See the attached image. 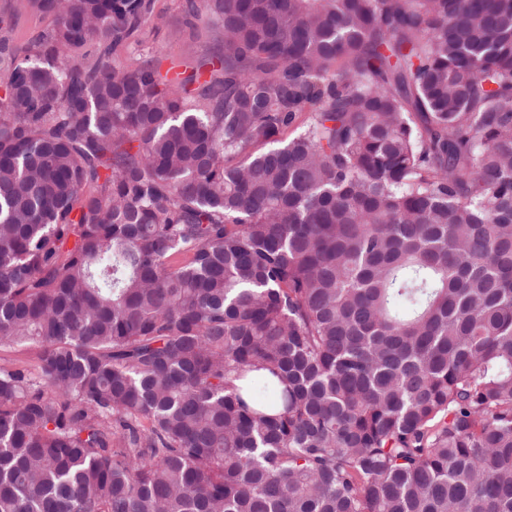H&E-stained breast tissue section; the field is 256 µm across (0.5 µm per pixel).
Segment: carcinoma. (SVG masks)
Here are the masks:
<instances>
[{"label": "carcinoma", "instance_id": "carcinoma-1", "mask_svg": "<svg viewBox=\"0 0 512 512\" xmlns=\"http://www.w3.org/2000/svg\"><path fill=\"white\" fill-rule=\"evenodd\" d=\"M183 13L0 15V512H512V0ZM182 3L183 0H155V20L147 28L144 46L141 50H123L117 61L128 65L152 53L162 73L173 63L181 64V71H191L205 63L217 47L211 28L205 19L198 21L193 30L185 27ZM49 24V20L42 16L27 11L23 12L10 32L14 41L18 44H23L35 36L40 30Z\"/></svg>", "mask_w": 512, "mask_h": 512}]
</instances>
